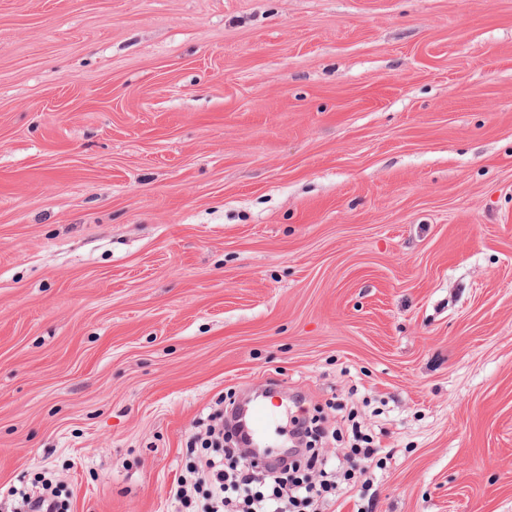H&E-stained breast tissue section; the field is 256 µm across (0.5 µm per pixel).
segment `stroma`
Masks as SVG:
<instances>
[{"label":"stroma","instance_id":"35a3bbf8","mask_svg":"<svg viewBox=\"0 0 512 512\" xmlns=\"http://www.w3.org/2000/svg\"><path fill=\"white\" fill-rule=\"evenodd\" d=\"M272 383L383 450L320 512H512V0H0V512Z\"/></svg>","mask_w":512,"mask_h":512}]
</instances>
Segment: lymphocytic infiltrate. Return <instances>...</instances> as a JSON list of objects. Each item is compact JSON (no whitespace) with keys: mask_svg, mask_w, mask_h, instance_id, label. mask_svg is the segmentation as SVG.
I'll return each mask as SVG.
<instances>
[{"mask_svg":"<svg viewBox=\"0 0 512 512\" xmlns=\"http://www.w3.org/2000/svg\"><path fill=\"white\" fill-rule=\"evenodd\" d=\"M207 430L211 452L199 458L188 476L168 491L177 506L195 505L197 512H306L336 487V465L310 457L308 468L318 479L297 475L286 462L271 465L224 446L223 412H215Z\"/></svg>","mask_w":512,"mask_h":512,"instance_id":"f902f5d3","label":"lymphocytic infiltrate"}]
</instances>
